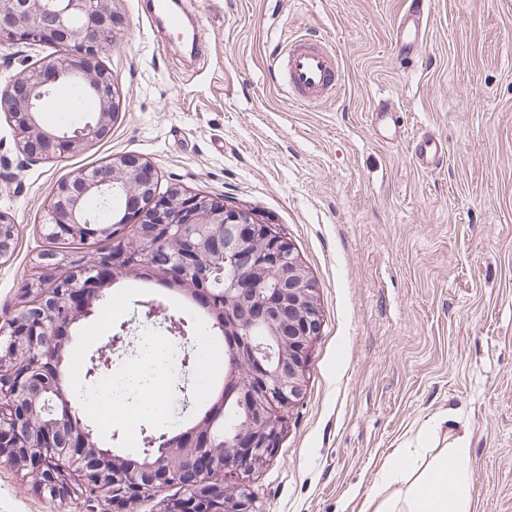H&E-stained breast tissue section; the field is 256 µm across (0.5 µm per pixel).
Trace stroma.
<instances>
[{"label":"stroma","instance_id":"obj_1","mask_svg":"<svg viewBox=\"0 0 512 512\" xmlns=\"http://www.w3.org/2000/svg\"><path fill=\"white\" fill-rule=\"evenodd\" d=\"M406 0H187L200 49L162 45L140 0L100 55L122 104L110 134L55 162L20 153L0 112V212L17 226L0 259V319L23 300L50 241L58 183L133 154L175 187L256 211L298 252L321 328L304 395L273 459L250 474L256 512H365L394 449L469 434L473 512H512V0H433L423 63L396 43ZM333 48L337 96L293 101L272 58L288 38ZM391 107L402 127L376 122ZM431 137L437 162L413 144ZM69 332L67 372L111 336L163 337L187 310L136 281ZM160 305L147 316L145 304ZM452 418V429L441 428ZM97 444L137 453L122 420L88 412ZM27 472L0 463V512H51Z\"/></svg>","mask_w":512,"mask_h":512}]
</instances>
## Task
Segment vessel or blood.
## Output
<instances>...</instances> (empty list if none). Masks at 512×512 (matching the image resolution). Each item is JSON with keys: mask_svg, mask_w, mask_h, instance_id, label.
<instances>
[{"mask_svg": "<svg viewBox=\"0 0 512 512\" xmlns=\"http://www.w3.org/2000/svg\"><path fill=\"white\" fill-rule=\"evenodd\" d=\"M430 7L431 0H407L397 24L396 33L409 58H418L422 53L423 16ZM146 14L152 24L170 31L181 29L183 24L176 0H150ZM279 56L285 65L288 87L297 102L328 97L339 90V67L332 54L320 45L297 37L280 50Z\"/></svg>", "mask_w": 512, "mask_h": 512, "instance_id": "vessel-or-blood-1", "label": "vessel or blood"}]
</instances>
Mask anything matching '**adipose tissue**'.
<instances>
[{"label":"adipose tissue","instance_id":"adipose-tissue-1","mask_svg":"<svg viewBox=\"0 0 512 512\" xmlns=\"http://www.w3.org/2000/svg\"><path fill=\"white\" fill-rule=\"evenodd\" d=\"M369 512H471V450L465 437L427 456L397 449L367 498Z\"/></svg>","mask_w":512,"mask_h":512}]
</instances>
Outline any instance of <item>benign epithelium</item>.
Here are the masks:
<instances>
[{
  "mask_svg": "<svg viewBox=\"0 0 512 512\" xmlns=\"http://www.w3.org/2000/svg\"><path fill=\"white\" fill-rule=\"evenodd\" d=\"M48 17L53 18L49 27ZM121 22L112 0H0V45L21 40L71 49L66 60L43 58L0 86V112L10 114L32 157L56 160L96 145L112 130L117 96L98 61L106 34ZM64 83L87 90L95 105L90 121L73 134L50 128L42 119L53 88ZM155 176L150 164L132 154L78 172L58 184L45 228L55 227L53 239L64 241L78 229L94 226L107 236L125 224L135 242L137 268L159 278L172 276L190 289L206 287L218 265L235 270L236 278L215 300L211 316L214 324H227L236 333L238 373L230 391L249 404L245 425L226 440L222 454L209 450L207 433L185 435L174 444L177 451L143 466L99 448L70 406L68 385L58 379L66 347L60 332L87 314L86 283L106 285L101 269L112 265V256L83 261L57 251L40 255L38 264L50 268L58 287L39 288L30 281L24 288L28 297L40 295L41 310L27 314L26 302L0 321V336L8 337L0 344V461L35 471L39 493L60 500L69 493L62 448L91 451L92 462L82 477L94 496L95 512H115L121 502L168 482L180 483L194 501L204 483V494L224 499V512H255L243 478L254 465L271 460V439L279 428V420L264 411L263 398L273 393L291 409L303 396L309 345L320 329L315 286L277 227L199 193L161 194L155 191ZM108 195L126 200V215L99 224L91 204ZM14 236V222L0 213V258ZM146 240L165 242L166 264L151 261ZM256 326L270 330L271 345L288 355H261L250 336ZM225 474L242 478L237 494L227 498Z\"/></svg>",
  "mask_w": 512,
  "mask_h": 512,
  "instance_id": "7a95c632",
  "label": "benign epithelium"
}]
</instances>
